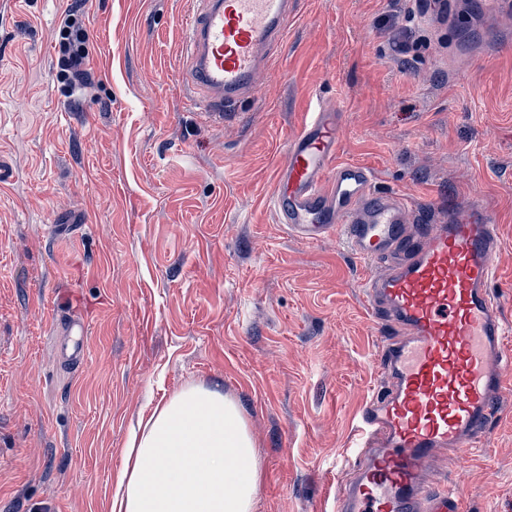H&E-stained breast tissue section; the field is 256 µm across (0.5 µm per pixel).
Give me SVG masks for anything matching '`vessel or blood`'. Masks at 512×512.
I'll list each match as a JSON object with an SVG mask.
<instances>
[{"label":"vessel or blood","mask_w":512,"mask_h":512,"mask_svg":"<svg viewBox=\"0 0 512 512\" xmlns=\"http://www.w3.org/2000/svg\"><path fill=\"white\" fill-rule=\"evenodd\" d=\"M183 23L180 83L210 123L235 118L281 55L296 0H198ZM343 113L316 100L290 138L270 198L279 224L306 241L336 238L372 271L365 301L378 326V384L359 421L334 512H461L457 491L433 484L435 456L480 448L512 394V335L492 285L501 241L481 204L435 208L412 225L403 195L378 190L371 170L339 161ZM85 360L88 325L65 319Z\"/></svg>","instance_id":"1"}]
</instances>
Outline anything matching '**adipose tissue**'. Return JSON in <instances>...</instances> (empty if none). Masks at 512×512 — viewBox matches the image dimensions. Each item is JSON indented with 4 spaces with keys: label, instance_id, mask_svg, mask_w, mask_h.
<instances>
[{
    "label": "adipose tissue",
    "instance_id": "1",
    "mask_svg": "<svg viewBox=\"0 0 512 512\" xmlns=\"http://www.w3.org/2000/svg\"><path fill=\"white\" fill-rule=\"evenodd\" d=\"M259 478L239 403L192 385L130 435L110 512H253Z\"/></svg>",
    "mask_w": 512,
    "mask_h": 512
}]
</instances>
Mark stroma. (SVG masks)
Instances as JSON below:
<instances>
[{
	"instance_id": "35a3bbf8",
	"label": "stroma",
	"mask_w": 512,
	"mask_h": 512,
	"mask_svg": "<svg viewBox=\"0 0 512 512\" xmlns=\"http://www.w3.org/2000/svg\"><path fill=\"white\" fill-rule=\"evenodd\" d=\"M193 0H11L0 15V512H107L130 430L189 385L237 400L261 462L254 512H331L377 378L364 265L288 237L270 204L313 99L344 112L342 160L495 217L512 324V12L448 0L400 63L396 0H298L257 95L216 126L187 106ZM82 11L92 93L58 80ZM87 320L65 361L59 297ZM463 512H512V409L479 450L436 459ZM65 330L70 336H76L71 348L66 349V356L72 363L80 364L85 360L87 350L88 324L80 319L61 320Z\"/></svg>"
}]
</instances>
